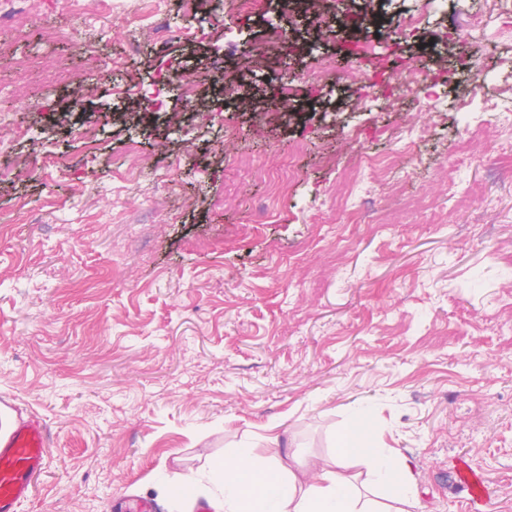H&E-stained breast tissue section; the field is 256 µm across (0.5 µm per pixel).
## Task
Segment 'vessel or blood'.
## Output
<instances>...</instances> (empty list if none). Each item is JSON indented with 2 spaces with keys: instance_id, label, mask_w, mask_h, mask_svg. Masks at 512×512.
<instances>
[{
  "instance_id": "vessel-or-blood-1",
  "label": "vessel or blood",
  "mask_w": 512,
  "mask_h": 512,
  "mask_svg": "<svg viewBox=\"0 0 512 512\" xmlns=\"http://www.w3.org/2000/svg\"><path fill=\"white\" fill-rule=\"evenodd\" d=\"M10 405L0 406V418L8 429L0 435V512H17L28 499L42 473L51 434L42 421H11Z\"/></svg>"
}]
</instances>
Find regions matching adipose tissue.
<instances>
[{"mask_svg":"<svg viewBox=\"0 0 512 512\" xmlns=\"http://www.w3.org/2000/svg\"><path fill=\"white\" fill-rule=\"evenodd\" d=\"M208 478L219 512H419L415 466L398 449L372 445L365 412L338 436L330 459L295 450L266 458L227 449Z\"/></svg>","mask_w":512,"mask_h":512,"instance_id":"adipose-tissue-1","label":"adipose tissue"}]
</instances>
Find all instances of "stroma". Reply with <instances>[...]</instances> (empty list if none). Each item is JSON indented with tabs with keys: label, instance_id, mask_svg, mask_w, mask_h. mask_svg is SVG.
Segmentation results:
<instances>
[{
	"label": "stroma",
	"instance_id": "obj_1",
	"mask_svg": "<svg viewBox=\"0 0 512 512\" xmlns=\"http://www.w3.org/2000/svg\"><path fill=\"white\" fill-rule=\"evenodd\" d=\"M232 18L234 38L183 0H167L169 37L156 46L135 35L139 0H88L89 14L120 21L93 29L91 54H124L121 71L72 109L68 88L34 79L11 88L0 108L41 136L14 142L13 155L51 150L73 176L46 170L0 181V400L35 415L52 444L32 495L18 512H113L127 499L154 512H181L164 487L201 478L227 448L266 457L283 451L329 456L355 409L370 411L371 433L411 458L424 512H512V183L499 178L500 133L480 103L458 109L475 76L489 93L512 82V34L488 15L482 42L457 39L482 0H439L421 29L391 37L417 0L336 5L326 37L297 17V39L225 95L224 112L198 118L191 136L162 118H117L123 97L158 71L204 76L215 56L237 61L262 43L286 11ZM371 30L392 66L422 63L453 73L436 88L443 108L403 181L388 195L355 201L387 214L351 224L318 209L361 152L393 149V130L424 120L414 101L397 112L358 108L328 80L287 112L267 81L292 77L328 56L346 65L355 30ZM96 120L87 148L75 123ZM236 128L235 145L224 143ZM472 159L448 188L439 172L457 139ZM288 192L268 197L267 173L298 141ZM143 164L128 173L127 147ZM172 180L171 189L162 181ZM438 200L436 217L404 210L402 194ZM28 202L37 221L19 208ZM275 204L279 219L254 223ZM482 478L486 500L472 510L452 483L459 463Z\"/></svg>",
	"mask_w": 512,
	"mask_h": 512
}]
</instances>
